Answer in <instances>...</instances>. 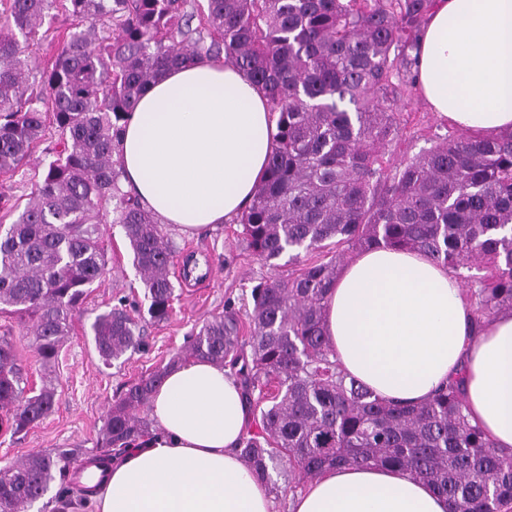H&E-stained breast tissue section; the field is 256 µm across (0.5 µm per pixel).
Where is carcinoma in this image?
<instances>
[{
  "instance_id": "1",
  "label": "carcinoma",
  "mask_w": 512,
  "mask_h": 512,
  "mask_svg": "<svg viewBox=\"0 0 512 512\" xmlns=\"http://www.w3.org/2000/svg\"><path fill=\"white\" fill-rule=\"evenodd\" d=\"M0 0V176L11 178L53 130L47 161L0 233V314L32 321L31 346L51 364L80 304L106 272L102 225L117 224L144 285L150 319L169 318L176 246L165 225L122 188L119 142L147 87L200 58L231 59L275 117L266 175L239 223L248 248L275 266L317 259L251 289V336L231 305L186 350L128 385L102 429L121 454L149 429L139 411L175 367L202 358L235 370L258 431L240 457L260 481L288 465L292 488L340 465L399 467L448 500L449 512H512V451L465 412L463 378L404 406L343 373L324 330L344 254L373 246L424 253L471 285L473 325L512 313V130L446 138L400 168L382 165L400 132L398 90L416 65L434 0ZM72 18L39 75L31 47L53 11ZM112 203V210L102 203ZM478 265L485 274L464 273ZM89 333L110 366L141 344L124 301ZM54 388L28 387L13 339L0 335V430L21 433L50 415ZM74 450L41 451L0 467V512H29Z\"/></svg>"
}]
</instances>
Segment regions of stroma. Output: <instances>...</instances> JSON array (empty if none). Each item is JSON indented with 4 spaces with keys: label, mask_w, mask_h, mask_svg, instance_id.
<instances>
[{
    "label": "stroma",
    "mask_w": 512,
    "mask_h": 512,
    "mask_svg": "<svg viewBox=\"0 0 512 512\" xmlns=\"http://www.w3.org/2000/svg\"><path fill=\"white\" fill-rule=\"evenodd\" d=\"M400 133L385 150L383 164L394 168L429 150L439 139L458 136L457 128L442 123L415 85L401 95ZM168 232L178 247L208 255L209 277L178 285L173 313L168 321L151 322L143 284L131 264L129 247L118 225H108L104 236L108 249L105 275L92 288L84 308L61 346L56 361L42 365L29 340L21 336L18 317L0 315V333L11 331L21 362L34 386L50 382L56 389L54 411L27 432L11 435L0 431V464L24 460L36 451L77 448L83 457L97 453L106 413L125 387L167 361L187 341L195 328L221 314L225 305L245 308L251 289L270 269L249 250L238 221L217 225L209 232L187 237L176 227ZM126 300L131 316L142 330V345L112 365H104L86 330L101 310Z\"/></svg>",
    "instance_id": "stroma-1"
}]
</instances>
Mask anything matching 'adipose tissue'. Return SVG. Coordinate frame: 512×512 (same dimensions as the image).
<instances>
[{"mask_svg":"<svg viewBox=\"0 0 512 512\" xmlns=\"http://www.w3.org/2000/svg\"><path fill=\"white\" fill-rule=\"evenodd\" d=\"M415 76L439 119L488 134L512 129V0H437ZM272 131L265 97L230 60L169 70L123 128L124 184L181 233L230 221L261 183ZM325 319L347 374L408 404L463 376L471 419L512 448V314L472 334L446 266L414 251L359 252L330 290ZM150 412L157 431L112 461L94 512H274L239 457L249 408L233 371L204 359L178 366ZM291 512H448V502L406 471L370 464L324 470Z\"/></svg>","mask_w":512,"mask_h":512,"instance_id":"ef3b65f1","label":"adipose tissue"}]
</instances>
